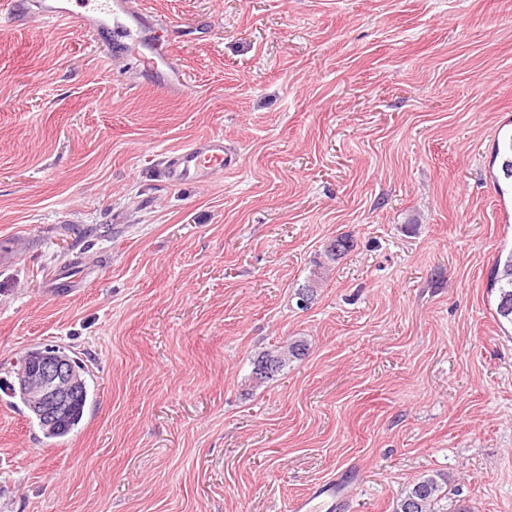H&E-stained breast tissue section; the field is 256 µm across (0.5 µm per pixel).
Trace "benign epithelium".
<instances>
[{"instance_id":"obj_1","label":"benign epithelium","mask_w":512,"mask_h":512,"mask_svg":"<svg viewBox=\"0 0 512 512\" xmlns=\"http://www.w3.org/2000/svg\"><path fill=\"white\" fill-rule=\"evenodd\" d=\"M82 381L72 361L50 347L31 350L16 363L12 391L27 400L32 417L49 430L64 423Z\"/></svg>"}]
</instances>
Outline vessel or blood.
Segmentation results:
<instances>
[{"mask_svg":"<svg viewBox=\"0 0 512 512\" xmlns=\"http://www.w3.org/2000/svg\"><path fill=\"white\" fill-rule=\"evenodd\" d=\"M33 14L47 23L75 18L80 24L104 33L112 30V0H98L93 13L80 17L69 8L68 0H36ZM232 164L233 156L220 135L201 138L175 150L167 155L165 162L167 177L175 185L212 181ZM358 478V472L351 469L322 481L293 503L292 512H345L348 488Z\"/></svg>","mask_w":512,"mask_h":512,"instance_id":"1","label":"vessel or blood"}]
</instances>
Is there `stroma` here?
<instances>
[{
  "mask_svg": "<svg viewBox=\"0 0 512 512\" xmlns=\"http://www.w3.org/2000/svg\"><path fill=\"white\" fill-rule=\"evenodd\" d=\"M135 2L0 18V382L37 345L89 369L62 439L0 390V512H289L350 468V512L426 475L512 512V0ZM211 135L235 166L171 185ZM68 0H39L32 2L35 9L29 2L17 0H2L0 2V13L10 18L19 17L24 10L32 15L40 17L47 23H56L68 21L77 18L80 25L95 28L103 33L112 31V0H99L95 12L81 16H75V13L68 7ZM26 6V7H25ZM496 158L500 156L501 166L500 170L503 174V179L507 181L509 185V181L512 184V132L505 130L501 136V139L498 138L497 146L495 150ZM488 287L498 293V321L512 325V248L498 254ZM304 350L306 348L302 341H294L287 346L263 353L253 363L252 378L258 383H264L267 380L273 379L276 374L288 365V361L291 358L304 355ZM264 363L269 364L270 370L265 375H259L256 368Z\"/></svg>",
  "mask_w": 512,
  "mask_h": 512,
  "instance_id": "stroma-1",
  "label": "stroma"
}]
</instances>
